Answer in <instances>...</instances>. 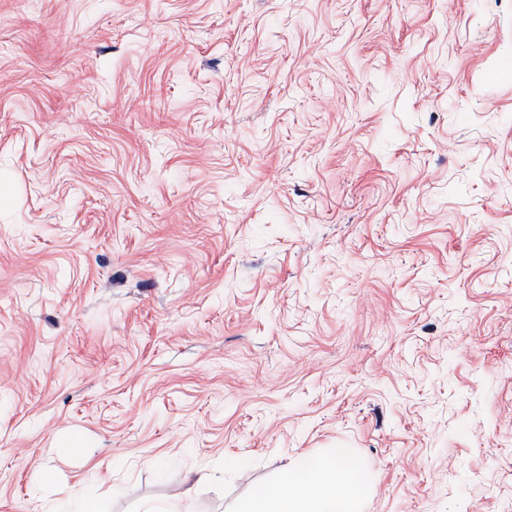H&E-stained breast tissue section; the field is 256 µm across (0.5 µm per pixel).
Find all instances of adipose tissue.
<instances>
[{"mask_svg": "<svg viewBox=\"0 0 512 512\" xmlns=\"http://www.w3.org/2000/svg\"><path fill=\"white\" fill-rule=\"evenodd\" d=\"M365 478L351 451L298 458L274 489L242 501L237 512H359Z\"/></svg>", "mask_w": 512, "mask_h": 512, "instance_id": "adipose-tissue-1", "label": "adipose tissue"}]
</instances>
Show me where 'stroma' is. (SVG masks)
Masks as SVG:
<instances>
[{
    "label": "stroma",
    "instance_id": "1",
    "mask_svg": "<svg viewBox=\"0 0 512 512\" xmlns=\"http://www.w3.org/2000/svg\"><path fill=\"white\" fill-rule=\"evenodd\" d=\"M336 448L512 512V0H0V512Z\"/></svg>",
    "mask_w": 512,
    "mask_h": 512
}]
</instances>
